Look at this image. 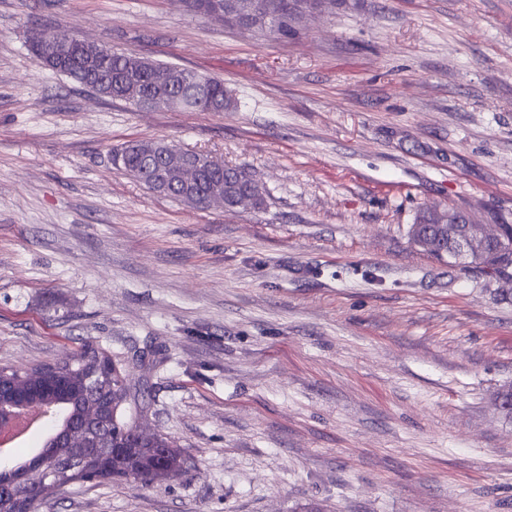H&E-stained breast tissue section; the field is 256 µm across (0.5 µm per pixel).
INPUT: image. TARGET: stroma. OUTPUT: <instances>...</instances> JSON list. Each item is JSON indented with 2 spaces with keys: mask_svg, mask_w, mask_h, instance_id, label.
<instances>
[{
  "mask_svg": "<svg viewBox=\"0 0 512 512\" xmlns=\"http://www.w3.org/2000/svg\"><path fill=\"white\" fill-rule=\"evenodd\" d=\"M33 29L238 108L101 97ZM150 139L245 169L265 208L153 194L113 162ZM427 207L512 224V0H336L288 40L183 0H0V367L152 352L130 402L186 459L41 512H512V281L415 246ZM40 32L36 30L30 31L28 36L29 48L31 51V46L39 39ZM41 51L46 53L40 57L42 65L52 66L55 64L57 57L60 56L63 52L69 51L71 48V44L65 43L60 40L58 36V32H54L52 34H41V43H40Z\"/></svg>",
  "mask_w": 512,
  "mask_h": 512,
  "instance_id": "35a3bbf8",
  "label": "stroma"
}]
</instances>
